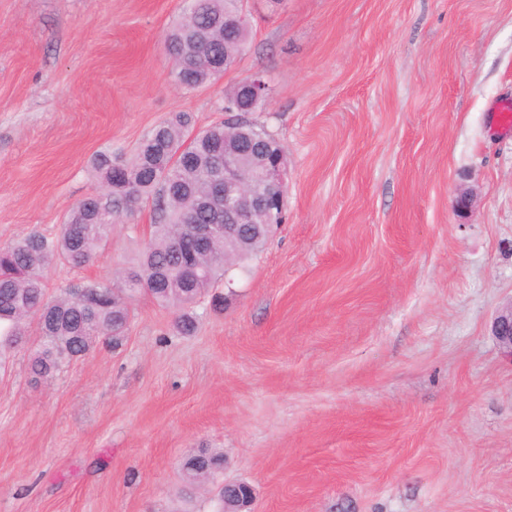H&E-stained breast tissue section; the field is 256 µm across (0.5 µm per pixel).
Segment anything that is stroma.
I'll return each mask as SVG.
<instances>
[{
    "label": "stroma",
    "instance_id": "35a3bbf8",
    "mask_svg": "<svg viewBox=\"0 0 512 512\" xmlns=\"http://www.w3.org/2000/svg\"><path fill=\"white\" fill-rule=\"evenodd\" d=\"M247 51L177 88L182 0H0V244L54 235L101 151L175 112L252 118L286 159V220L198 329L140 295L119 349L54 378L38 336L0 357V512H216L183 464L220 451L251 512H512V0H246ZM474 195L457 212L459 191ZM143 206L49 294L108 281L150 238ZM490 331L498 346L512 357V299L498 309Z\"/></svg>",
    "mask_w": 512,
    "mask_h": 512
}]
</instances>
